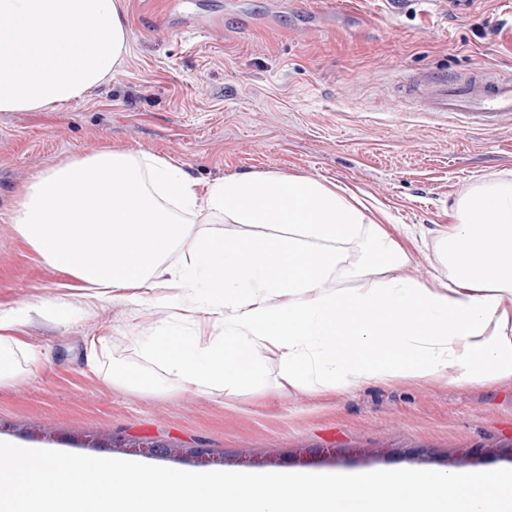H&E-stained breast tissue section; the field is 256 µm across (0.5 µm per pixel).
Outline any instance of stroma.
I'll return each instance as SVG.
<instances>
[{
  "instance_id": "obj_1",
  "label": "stroma",
  "mask_w": 512,
  "mask_h": 512,
  "mask_svg": "<svg viewBox=\"0 0 512 512\" xmlns=\"http://www.w3.org/2000/svg\"><path fill=\"white\" fill-rule=\"evenodd\" d=\"M128 52L80 103L0 112V302L53 295L57 274L16 236L17 189L50 165L104 146L173 158L201 183L275 171L348 186L388 212L410 272L433 274L446 205L512 174V123L456 127L421 111L400 82L512 72V16L500 0H121ZM138 316L113 302L66 326L34 315L22 339L40 369L0 388V437L185 471L489 470L512 467V383L454 387L407 380L325 395L278 386L233 399L110 386L83 365V339L137 366ZM168 447L148 454L150 443ZM211 452L201 463L197 451ZM480 448L481 460L468 451Z\"/></svg>"
}]
</instances>
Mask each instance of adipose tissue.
I'll list each match as a JSON object with an SVG mask.
<instances>
[{"label": "adipose tissue", "mask_w": 512, "mask_h": 512, "mask_svg": "<svg viewBox=\"0 0 512 512\" xmlns=\"http://www.w3.org/2000/svg\"><path fill=\"white\" fill-rule=\"evenodd\" d=\"M126 52L120 0H0V112L82 102ZM190 215L224 226L196 230ZM385 217L351 188L307 177L203 185L166 156L72 155L16 193L17 237L65 280L37 302L0 303V386L41 366L20 337L30 314H60L73 296L87 314L115 300L163 309L134 347L184 393L238 397L262 386L271 355L281 386L313 394L512 382V178L455 200L427 279L409 273ZM84 357L107 384H132L105 337H85Z\"/></svg>", "instance_id": "adipose-tissue-1"}]
</instances>
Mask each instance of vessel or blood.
Segmentation results:
<instances>
[{
    "label": "vessel or blood",
    "mask_w": 512,
    "mask_h": 512,
    "mask_svg": "<svg viewBox=\"0 0 512 512\" xmlns=\"http://www.w3.org/2000/svg\"><path fill=\"white\" fill-rule=\"evenodd\" d=\"M424 111L449 114L464 127L492 129L512 119V76L481 72L461 81L420 75L408 81Z\"/></svg>",
    "instance_id": "b4317fda"
}]
</instances>
